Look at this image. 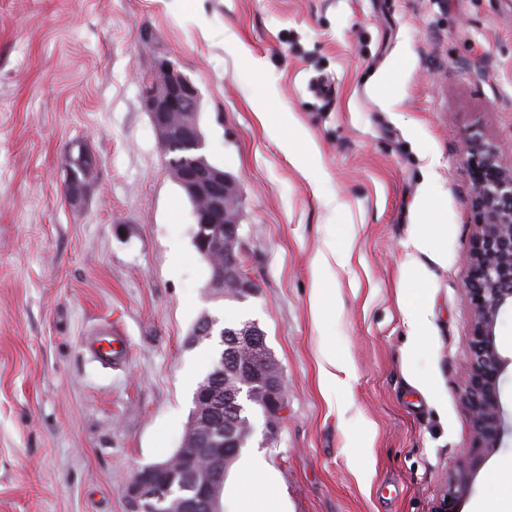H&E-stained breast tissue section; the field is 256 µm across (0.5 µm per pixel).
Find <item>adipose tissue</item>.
Returning a JSON list of instances; mask_svg holds the SVG:
<instances>
[{"mask_svg":"<svg viewBox=\"0 0 512 512\" xmlns=\"http://www.w3.org/2000/svg\"><path fill=\"white\" fill-rule=\"evenodd\" d=\"M255 104L259 120L271 136L279 139L282 151L290 160L313 153L314 145L304 129L288 124L284 113L268 111L266 97L256 98ZM276 485V475L265 462L243 461L230 488L234 512H288Z\"/></svg>","mask_w":512,"mask_h":512,"instance_id":"ef3b65f1","label":"adipose tissue"}]
</instances>
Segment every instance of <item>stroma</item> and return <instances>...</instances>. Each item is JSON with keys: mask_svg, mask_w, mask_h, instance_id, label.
Here are the masks:
<instances>
[{"mask_svg": "<svg viewBox=\"0 0 512 512\" xmlns=\"http://www.w3.org/2000/svg\"><path fill=\"white\" fill-rule=\"evenodd\" d=\"M161 57L199 88L205 153L240 189L244 300L210 288L166 169L144 98ZM266 89L314 140L306 164L256 117ZM476 135L512 165V0H0V512H126L122 485L183 440L185 379L217 350L189 341L204 318L257 322L284 370L277 438L255 415L244 451L288 512H431L474 438ZM77 144L98 162L80 208L63 190ZM424 197L443 231L420 252ZM335 245L350 261L318 318L313 263ZM408 308L428 312L421 335ZM102 327L126 337L122 363L86 351ZM328 347L355 375L332 395ZM511 463L512 439L462 512H512L493 486Z\"/></svg>", "mask_w": 512, "mask_h": 512, "instance_id": "obj_1", "label": "stroma"}]
</instances>
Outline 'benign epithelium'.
I'll list each match as a JSON object with an SVG mask.
<instances>
[{
	"label": "benign epithelium",
	"instance_id": "benign-epithelium-1",
	"mask_svg": "<svg viewBox=\"0 0 512 512\" xmlns=\"http://www.w3.org/2000/svg\"><path fill=\"white\" fill-rule=\"evenodd\" d=\"M144 95L161 144H166L176 125L183 137L193 142L200 139L193 122L200 110L199 89L173 62L166 58L156 61ZM469 162L477 223L467 256L469 274L462 285V296L473 312L470 370L462 404L472 421L474 440L432 512H460L485 460L504 445L506 437H512V416L506 413L501 398L512 356L504 355L497 339L500 316L512 310V167L503 166L497 148L478 136L471 139ZM80 168L79 177L65 164L66 195L73 206L83 203L85 191L96 177V161L85 149ZM178 177L199 203L201 223L208 230L196 239L199 254L212 265L216 257L224 258V268L218 270L210 286L224 293L235 291L239 298L254 294V283L240 262L239 194L234 179L222 170L202 166L185 168ZM255 334L253 327L240 330L237 344L244 362L238 390L244 398L256 399L263 406L269 443L285 410L287 381L277 362L256 359L250 344ZM194 404L196 410L188 425L191 440L182 443L176 458L162 468L147 466L135 472L123 487L128 512H141L142 502L160 495L149 476L163 469L168 479L180 476L188 485L189 499L176 503L170 512H190L198 501L204 506L214 501L225 465L241 450L252 429L247 426L239 432L233 425L219 426V404L207 386L200 389Z\"/></svg>",
	"mask_w": 512,
	"mask_h": 512
}]
</instances>
